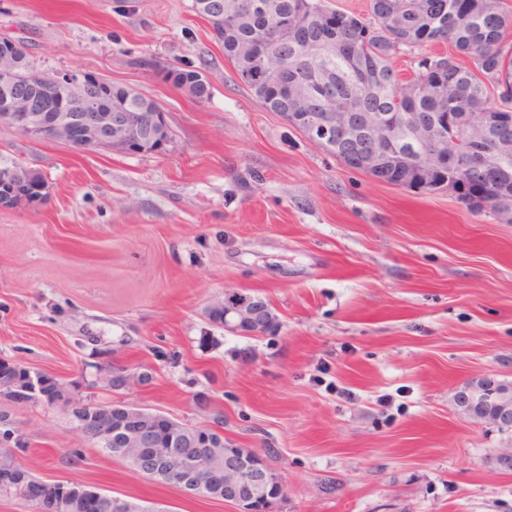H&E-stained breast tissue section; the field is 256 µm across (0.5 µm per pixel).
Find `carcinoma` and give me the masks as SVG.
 Segmentation results:
<instances>
[{"mask_svg": "<svg viewBox=\"0 0 512 512\" xmlns=\"http://www.w3.org/2000/svg\"><path fill=\"white\" fill-rule=\"evenodd\" d=\"M371 0L373 21L330 9L324 0H193L194 12L209 23L240 80L270 112H333L346 130L331 155L338 161L358 155L363 172L389 183L430 191L445 184L476 209L473 186L495 201L501 220L512 219V125L484 122L488 112L512 113V45H504L512 12L501 0ZM274 29L283 31L268 40ZM448 42L469 57L473 68L447 56V69L426 73L429 59L402 82L390 60L403 47ZM20 64L36 68L24 47L0 70ZM180 90L196 71L189 65L156 69ZM498 98L499 105L493 104ZM112 108L127 106L147 115L154 100L112 85ZM448 115L457 141V166L435 167L438 121ZM499 170L488 184L484 165ZM27 372L0 360V385L19 384ZM102 512H152L138 504L102 495Z\"/></svg>", "mask_w": 512, "mask_h": 512, "instance_id": "obj_1", "label": "carcinoma"}]
</instances>
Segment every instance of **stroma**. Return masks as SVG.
I'll use <instances>...</instances> for the list:
<instances>
[{"label": "stroma", "mask_w": 512, "mask_h": 512, "mask_svg": "<svg viewBox=\"0 0 512 512\" xmlns=\"http://www.w3.org/2000/svg\"><path fill=\"white\" fill-rule=\"evenodd\" d=\"M192 0H0V36L50 70L156 100L174 139L129 155L35 144L0 125V164L45 198L0 208V359L74 401H125L264 455L278 512H512V428L455 394L512 385V224L448 191L399 189L342 166L263 109ZM192 63L198 102L140 66ZM266 302L277 331L211 322L225 293ZM108 364L151 373L112 392ZM41 479L158 512H236L93 447L64 404L0 397Z\"/></svg>", "instance_id": "1"}]
</instances>
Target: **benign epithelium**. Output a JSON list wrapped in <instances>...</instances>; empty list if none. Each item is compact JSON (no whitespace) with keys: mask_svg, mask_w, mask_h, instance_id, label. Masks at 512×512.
I'll return each instance as SVG.
<instances>
[{"mask_svg":"<svg viewBox=\"0 0 512 512\" xmlns=\"http://www.w3.org/2000/svg\"><path fill=\"white\" fill-rule=\"evenodd\" d=\"M31 75L43 85H52L51 101L38 102L29 97L26 88ZM0 81L12 89L3 102L0 124L21 132L33 143L42 141L49 132L52 139L77 150L101 148L121 150L129 155L141 154L138 146L145 140L156 144L151 150L153 154L164 152L170 143L169 137L156 134L157 128L168 127L160 121V114L146 119L141 112H114L112 107L105 106L106 98L100 86L108 80L103 77L72 71L30 73L8 68L0 71ZM284 120L321 149L330 151L336 147L335 114L286 112ZM13 186L12 168H1L0 207L14 196ZM267 312L260 301L241 296L236 305L224 311L225 327L256 334L267 320ZM45 380L38 372L30 373L22 386L6 390L7 397L19 403L54 404L58 399L47 392ZM456 400L474 418L498 427H512V387L484 381L458 392ZM74 410L80 413L77 418L80 428L97 424L96 438L102 445L131 448L137 457L148 452L147 474L175 483L193 496L201 495L206 488V481L201 477L204 461L191 460L175 470L172 468L174 448H226L224 471L219 473L213 488L224 489V501L233 503L237 512H277L285 480L273 477L267 461L257 453L231 452L235 444L224 439L223 427L177 423L164 414L126 402L107 405L78 402ZM50 485L58 491L54 500L56 510L62 512L69 508V494L76 489V484L71 482L29 479L18 483L19 499L29 503L43 501L44 489Z\"/></svg>","mask_w":512,"mask_h":512,"instance_id":"obj_1","label":"benign epithelium"}]
</instances>
